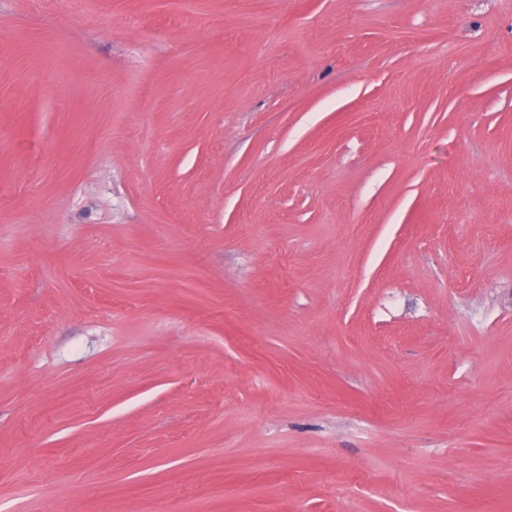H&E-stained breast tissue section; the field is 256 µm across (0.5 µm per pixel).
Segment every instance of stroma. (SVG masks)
<instances>
[{"label":"stroma","mask_w":512,"mask_h":512,"mask_svg":"<svg viewBox=\"0 0 512 512\" xmlns=\"http://www.w3.org/2000/svg\"><path fill=\"white\" fill-rule=\"evenodd\" d=\"M512 512V0H0V512Z\"/></svg>","instance_id":"1"}]
</instances>
